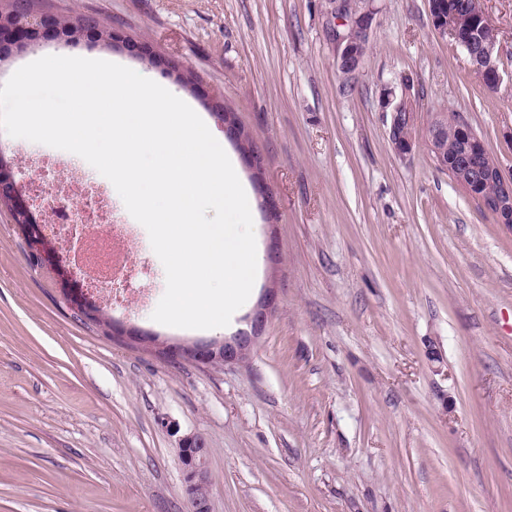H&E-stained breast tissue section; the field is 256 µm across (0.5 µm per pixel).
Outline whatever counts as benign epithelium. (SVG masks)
I'll return each mask as SVG.
<instances>
[{"label": "benign epithelium", "mask_w": 512, "mask_h": 512, "mask_svg": "<svg viewBox=\"0 0 512 512\" xmlns=\"http://www.w3.org/2000/svg\"><path fill=\"white\" fill-rule=\"evenodd\" d=\"M484 0H464L456 4L448 2V15L437 18L435 0H429L433 14L434 29L442 37L463 46L473 70L480 76L484 85L492 89L501 86L503 72L498 66L497 34L484 11ZM330 13L336 22V63L339 71L347 77L358 70L364 58L368 43L374 9L369 6L360 13L347 11V0H329ZM62 39L69 30L63 27L59 19L50 14H24L16 12L0 19V46H8L7 52L0 55L6 59L12 51H21L28 45L42 40L48 33ZM111 39L118 47L139 57L147 54L148 48L140 42L114 31ZM228 137L237 142L245 136L243 128L231 112H218ZM419 113L414 101L407 94H401L393 109L389 138L402 154L411 153L417 146V124ZM452 125L460 130L459 145L454 152L455 183L466 193L482 185L494 186L497 192L488 198H479L480 203L490 210L498 223L512 224V177L503 174L499 163H484L489 154L483 138L474 129L463 125L459 118L451 113L438 115L437 128ZM21 167L7 158L0 159V201L7 202L14 215L24 221L21 232L29 247V256L40 267L55 271L63 291L71 305L86 316L98 318V306L93 299L92 285L77 277L74 267L63 261L55 244L44 233V225L33 211L34 201L30 193L23 190L17 180ZM275 303L274 291H269L253 318V333H242L222 344L200 342L192 347L170 345L163 349V358L171 361H190L200 366H215L238 363L246 359L249 350L258 335L266 311ZM177 456L180 462L184 494L189 512H213L209 495L211 475L208 460L211 448L199 434H185L178 438Z\"/></svg>", "instance_id": "7a95c632"}]
</instances>
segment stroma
<instances>
[{
    "mask_svg": "<svg viewBox=\"0 0 512 512\" xmlns=\"http://www.w3.org/2000/svg\"><path fill=\"white\" fill-rule=\"evenodd\" d=\"M94 20L77 48L151 72L203 119L189 87L98 29H119L222 95L264 157L278 203L255 289L224 333L151 315L165 271L124 213L148 279L86 319L32 266L0 205V512H188L177 439L210 449L214 512H512V227L496 223L426 150L389 139L384 102L411 79L512 175V0H485L505 80L487 89L433 27L428 0H374L367 52L336 65L327 0H27ZM249 356L202 367L160 346L250 331ZM150 333L114 336L110 322Z\"/></svg>",
    "mask_w": 512,
    "mask_h": 512,
    "instance_id": "stroma-1",
    "label": "stroma"
}]
</instances>
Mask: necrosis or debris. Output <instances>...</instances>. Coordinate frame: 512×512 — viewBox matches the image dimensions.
Wrapping results in <instances>:
<instances>
[{
	"label": "necrosis or debris",
	"mask_w": 512,
	"mask_h": 512,
	"mask_svg": "<svg viewBox=\"0 0 512 512\" xmlns=\"http://www.w3.org/2000/svg\"><path fill=\"white\" fill-rule=\"evenodd\" d=\"M32 168L28 186L48 216L49 234L63 242L81 234L78 264L95 291L111 298L110 284L116 277L130 274L137 262L121 249L130 229L113 212L107 188L92 184L76 171L59 178L50 164L36 162Z\"/></svg>",
	"instance_id": "obj_1"
}]
</instances>
